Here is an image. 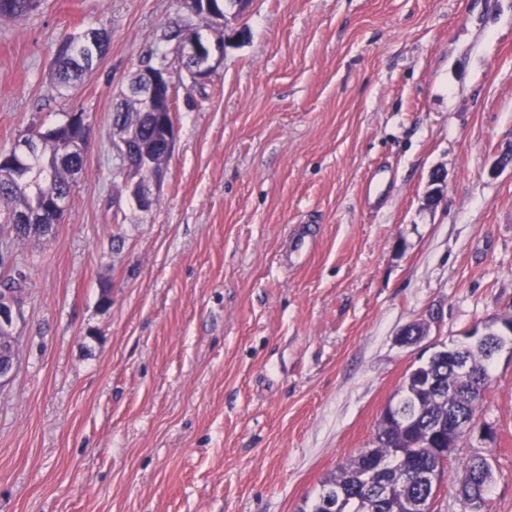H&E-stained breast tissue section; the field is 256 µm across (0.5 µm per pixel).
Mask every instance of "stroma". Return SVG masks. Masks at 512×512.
I'll return each instance as SVG.
<instances>
[{"mask_svg": "<svg viewBox=\"0 0 512 512\" xmlns=\"http://www.w3.org/2000/svg\"><path fill=\"white\" fill-rule=\"evenodd\" d=\"M187 23L221 34L183 0H43L0 23V154L70 113L91 128L63 223L0 239L31 273L0 385V512H299L371 447L413 367L512 311V0H251L204 91L177 80L142 213L120 198L112 112ZM89 27L108 51L58 94L55 48ZM376 163L392 181L370 211ZM308 220L319 248L295 269ZM491 375L494 438L457 455L491 448L488 512H512V349Z\"/></svg>", "mask_w": 512, "mask_h": 512, "instance_id": "1", "label": "stroma"}]
</instances>
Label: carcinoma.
Wrapping results in <instances>:
<instances>
[{"label":"carcinoma","mask_w":512,"mask_h":512,"mask_svg":"<svg viewBox=\"0 0 512 512\" xmlns=\"http://www.w3.org/2000/svg\"><path fill=\"white\" fill-rule=\"evenodd\" d=\"M39 0H0V22L12 20L34 11ZM95 48L85 41L83 34L66 36L56 48L50 84L57 91L77 88L82 78L92 70ZM70 120L36 131L41 136L40 152L22 167L21 177L12 185H0V202L7 204L3 221L11 223L13 215L21 210H39L47 193L71 192L70 169L57 164L58 154L67 143L57 133L66 130ZM112 124L127 138L147 148H156L158 117L141 113V109L126 103L112 113ZM28 275L10 271L0 279V297L23 291ZM474 374L488 372L484 350L471 347L464 351ZM434 378L436 389L431 394L416 390L422 378ZM465 384L464 376L454 371L448 362V347L436 350L429 360L415 369L397 390L395 398L399 410L391 414L388 425L378 429L373 448L367 455H357L330 474L321 483L317 498L309 509L301 512H424L423 490L412 483V472L420 469L443 476L455 467H462L463 478L458 493L470 512H486L487 491L484 489L491 464L472 452L465 459L457 457L448 462L434 452L448 447V406L458 405L473 417L481 408L483 396L471 393L458 400L449 395V389ZM435 437L427 439L428 432L437 425ZM380 484L391 487L390 494L374 498Z\"/></svg>","instance_id":"1"}]
</instances>
